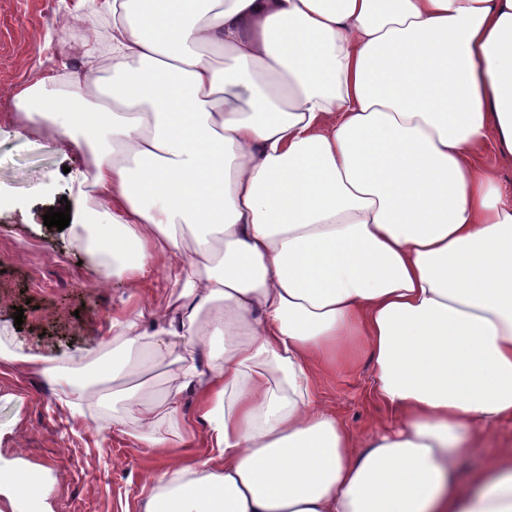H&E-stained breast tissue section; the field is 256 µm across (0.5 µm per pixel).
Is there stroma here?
I'll use <instances>...</instances> for the list:
<instances>
[{"label":"stroma","mask_w":512,"mask_h":512,"mask_svg":"<svg viewBox=\"0 0 512 512\" xmlns=\"http://www.w3.org/2000/svg\"><path fill=\"white\" fill-rule=\"evenodd\" d=\"M90 0H0V344L59 360L72 368L111 358L112 317L126 307L127 288L106 281L100 264L75 245L76 232L47 228L48 209L65 207L68 169L75 154L61 150L59 133L17 135L14 89L33 74L84 65L61 56L59 16ZM22 325H15V315ZM373 364L360 350L352 367L328 371L317 399L361 442L389 423L391 414L372 392ZM105 380L86 392L85 417L63 411L54 388L22 370L0 374V461L21 459L44 470V512H140L144 477L163 460L119 428L96 432ZM512 448V423L474 443L458 465L461 493L470 475Z\"/></svg>","instance_id":"stroma-1"}]
</instances>
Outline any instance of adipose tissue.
Instances as JSON below:
<instances>
[{
  "label": "adipose tissue",
  "instance_id": "1",
  "mask_svg": "<svg viewBox=\"0 0 512 512\" xmlns=\"http://www.w3.org/2000/svg\"><path fill=\"white\" fill-rule=\"evenodd\" d=\"M65 21L109 24L108 50L81 46L87 84L41 74L14 101L82 153L76 216L107 275L169 290L152 324L113 318L100 372L177 367L110 419L170 451L143 512H512V448L468 499L454 477L462 431L512 421V194L484 160L512 161V0H99ZM362 348L393 427L361 449L316 389ZM1 365L79 412L78 372ZM189 387L207 459L172 451ZM42 488L0 467L13 512Z\"/></svg>",
  "mask_w": 512,
  "mask_h": 512
}]
</instances>
